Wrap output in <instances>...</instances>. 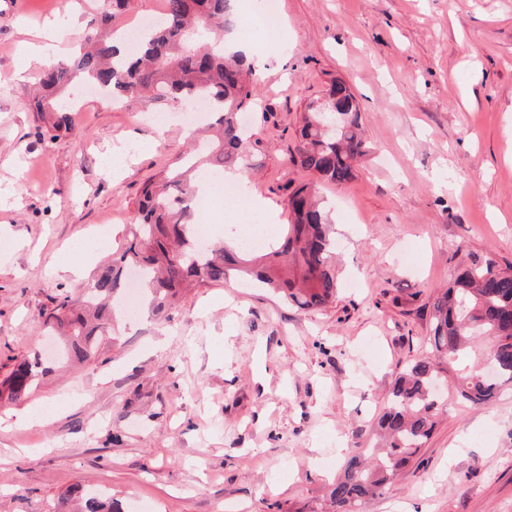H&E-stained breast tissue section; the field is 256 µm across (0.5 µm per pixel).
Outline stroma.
Returning <instances> with one entry per match:
<instances>
[{"instance_id": "35a3bbf8", "label": "stroma", "mask_w": 512, "mask_h": 512, "mask_svg": "<svg viewBox=\"0 0 512 512\" xmlns=\"http://www.w3.org/2000/svg\"><path fill=\"white\" fill-rule=\"evenodd\" d=\"M103 0H0V379L44 353L41 318L110 264L148 180L185 150L181 108L84 102L71 131L32 111L43 68L72 62ZM272 59L244 110L247 199L287 223L312 184L331 202L340 291L301 310L237 276L162 319L121 315L83 364L53 362L0 404V512H57L74 484L125 512H331L346 450L368 447L392 372L429 351L431 303L458 247L512 265V0H278ZM35 58L22 64L21 44ZM359 102L366 153L342 185L292 158L334 81ZM129 155L120 172L105 158ZM358 512H512V387L449 399L408 467Z\"/></svg>"}]
</instances>
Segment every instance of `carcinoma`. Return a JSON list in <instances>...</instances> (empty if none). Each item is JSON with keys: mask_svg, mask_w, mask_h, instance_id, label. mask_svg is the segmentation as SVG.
<instances>
[{"mask_svg": "<svg viewBox=\"0 0 512 512\" xmlns=\"http://www.w3.org/2000/svg\"><path fill=\"white\" fill-rule=\"evenodd\" d=\"M231 0H166L164 17L138 47L118 53L98 33L75 66L55 65L42 72L38 112L54 115L52 128H70L69 109L60 98L76 76L112 90L123 100L146 104H186L207 100L219 114L220 138L209 157L190 152L148 183L139 202L135 224L121 253L97 274L81 297L64 296L45 316L51 335L66 338L58 356L84 362L91 359L112 333L115 301L125 295L126 272L133 269L147 285L148 302L159 316L172 307L181 292L222 284L230 272L280 293L301 309L329 304L338 292L329 211L314 200V188L304 185L289 198L291 220L283 234L257 250H238L197 240L195 178L208 166L239 168L244 163L242 108L254 93L252 71L239 54L228 55L224 44L211 40L226 27ZM205 45L208 50L200 52ZM335 112H322L312 102L304 114L302 140L294 156L301 168L319 179L342 185L353 177V162L364 153L359 106L350 87L336 82L329 93ZM334 129H328V125ZM431 346L442 359L463 361L484 337L494 341L490 359L495 376L487 379L475 367L462 369L453 380L458 397L473 405L494 401L512 385V267L468 253L451 285L431 306ZM43 361L24 360L0 382V396L20 400L28 395ZM447 368L426 357L400 369L390 402L376 430L383 444L366 453L351 454L330 490L334 512H357L362 501L382 494L430 439L441 402L435 391ZM121 512L118 504L77 485L62 496L58 512Z\"/></svg>", "mask_w": 512, "mask_h": 512, "instance_id": "obj_1", "label": "carcinoma"}]
</instances>
